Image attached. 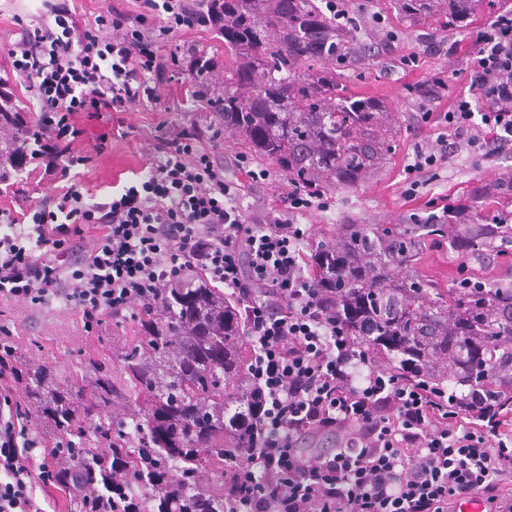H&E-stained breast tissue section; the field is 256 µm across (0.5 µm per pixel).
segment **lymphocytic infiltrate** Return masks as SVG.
Masks as SVG:
<instances>
[{"mask_svg": "<svg viewBox=\"0 0 512 512\" xmlns=\"http://www.w3.org/2000/svg\"><path fill=\"white\" fill-rule=\"evenodd\" d=\"M108 0L92 23L51 0L8 55L32 98L15 109L0 79V120L21 126L14 155L32 161L57 190L29 203L23 177L0 174L17 209L0 208V293L30 305L63 299L84 322L160 308L167 289L199 271L249 297L247 337L255 360L253 429L259 441L224 470V499L238 512H448L483 497L488 512H512L498 494L512 484V405L482 390L430 391L403 373L374 367L326 315L304 271L305 231L295 214L314 195L285 190L286 213L246 214L238 189L213 160L221 128L182 125L156 136L145 179L102 202H86L73 170L89 158L74 117L159 104L171 60L158 43L181 29L215 25L220 0H140L130 15ZM467 94L443 118L448 138L416 148L409 174L432 168L465 140L478 150L512 144V12L481 28ZM32 420L0 392V512H40L29 468ZM341 430L328 454L305 459L308 430Z\"/></svg>", "mask_w": 512, "mask_h": 512, "instance_id": "lymphocytic-infiltrate-1", "label": "lymphocytic infiltrate"}]
</instances>
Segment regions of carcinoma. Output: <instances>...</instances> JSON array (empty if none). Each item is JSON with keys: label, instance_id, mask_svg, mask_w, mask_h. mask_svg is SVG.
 <instances>
[{"label": "carcinoma", "instance_id": "1", "mask_svg": "<svg viewBox=\"0 0 512 512\" xmlns=\"http://www.w3.org/2000/svg\"><path fill=\"white\" fill-rule=\"evenodd\" d=\"M396 18L464 27L476 0H393ZM224 94L216 109L258 156L293 182L354 187L390 150L387 106L357 96L306 64L341 59L351 33L318 0H224ZM461 257L512 248V175L448 202L447 217L412 226L344 224L307 262L326 289L336 326L386 368L416 361L424 385L478 387L512 401V286L437 288L416 273L425 241ZM403 268L399 278L394 270ZM245 310L201 275L172 288L160 313L137 321L120 359H89L66 381L20 370L33 408L71 436L48 449L82 475L81 512H225L224 474L255 445L241 426L252 410L253 352ZM121 466L123 484L113 485ZM178 473L180 478L172 479Z\"/></svg>", "mask_w": 512, "mask_h": 512}]
</instances>
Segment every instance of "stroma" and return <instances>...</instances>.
<instances>
[{
	"instance_id": "obj_1",
	"label": "stroma",
	"mask_w": 512,
	"mask_h": 512,
	"mask_svg": "<svg viewBox=\"0 0 512 512\" xmlns=\"http://www.w3.org/2000/svg\"><path fill=\"white\" fill-rule=\"evenodd\" d=\"M347 25L352 31L350 58L324 60L317 67L335 74L340 85L362 96L384 102L392 111L396 135L389 159L353 188L317 184L321 207L299 215L307 232L304 250H311L326 233H338L341 225L423 224L441 213L449 198L469 192L480 183L512 175V148L487 157L469 148L458 149L438 170L423 174V187L407 194V166L415 144H433L447 135L442 119L456 96L466 91L469 69L478 55L476 30L501 12L512 10V0H483L473 20L462 29L441 30L422 23L398 21L390 0H343ZM44 10L43 0H0V78L9 77L11 60L7 46L17 37L20 22H31ZM162 54L173 56L172 80L164 101L140 105L121 114L119 121L105 124L77 115L83 128L81 148L92 161L79 179L95 199L121 190L133 181L145 164L143 149L160 131L176 125L209 126L212 114L186 102L190 57L199 53L224 64V44L209 28L186 29L159 43ZM106 140L104 153H97L99 140ZM227 181L241 185L240 206L263 213L279 208L288 182L279 166L251 153L239 137L224 131L214 153ZM264 171L260 180L250 171ZM438 287L451 288L462 275L485 276L512 284V257L494 254L482 260L450 255L447 242L426 243L418 269ZM135 323L128 317L104 316L101 323L85 326L72 307L55 301L31 306L0 296V348L10 347L17 367L41 366L57 376L88 355L119 361L130 345ZM30 468L35 478V500L42 512H79L76 496L54 482L44 480L43 450L57 438L46 422H38Z\"/></svg>"
}]
</instances>
